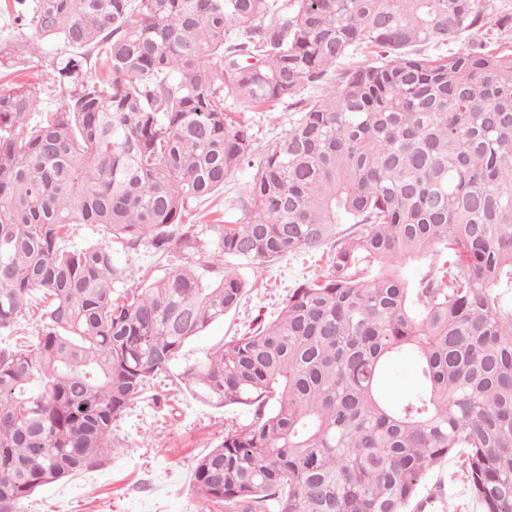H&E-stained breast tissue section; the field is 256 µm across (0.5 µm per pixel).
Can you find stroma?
Masks as SVG:
<instances>
[{
	"mask_svg": "<svg viewBox=\"0 0 512 512\" xmlns=\"http://www.w3.org/2000/svg\"><path fill=\"white\" fill-rule=\"evenodd\" d=\"M17 44L24 45L25 51L14 65L0 67V88L6 90L18 82L28 84L36 89L42 108H59L73 91L71 85L54 76L53 61L64 54V46L46 45L30 31L18 29L13 22V0H0V47ZM227 105L249 127L259 151L277 142L296 115L294 107L285 102L263 112L244 107L232 98ZM249 177L246 169L234 173L209 204L193 205L185 219L193 236L189 243L162 255L146 243L133 249L118 248L131 288L142 287L177 265L200 268L210 279L237 269L249 280L250 287L235 311L189 342L169 374L155 380L113 423L114 455L36 490L20 502L19 512H224L222 504L200 497L192 473L197 458L223 441L225 427L245 422L246 416L239 406L224 405L196 393L184 373L232 337L275 320L293 288L325 267V258L318 252H298L241 269L230 259L210 267L217 251V234L208 211L213 208L235 213L242 186ZM439 480L445 486L425 512H478L457 457H449L431 471L422 486L430 488Z\"/></svg>",
	"mask_w": 512,
	"mask_h": 512,
	"instance_id": "obj_1",
	"label": "stroma"
}]
</instances>
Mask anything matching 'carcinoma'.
Returning a JSON list of instances; mask_svg holds the SVG:
<instances>
[{
	"label": "carcinoma",
	"mask_w": 512,
	"mask_h": 512,
	"mask_svg": "<svg viewBox=\"0 0 512 512\" xmlns=\"http://www.w3.org/2000/svg\"><path fill=\"white\" fill-rule=\"evenodd\" d=\"M14 20L103 47L106 74L56 58L74 90L34 124L36 93L0 90V512L114 451L112 422L249 288L186 267L127 288L113 247L69 245L72 226L165 253L189 239L190 204L246 168L243 217L214 225L216 261L335 246L277 321L187 372L248 414L197 460L196 491L224 512H406L460 453L481 512H512L511 6L17 0ZM363 53L377 61L336 72ZM228 95L298 110L257 157ZM429 252L408 279L401 264ZM32 301L30 338L17 327ZM400 354L422 387L391 404L384 368Z\"/></svg>",
	"instance_id": "1"
}]
</instances>
